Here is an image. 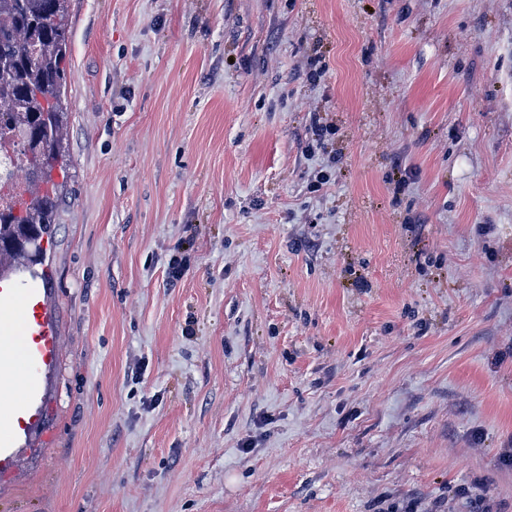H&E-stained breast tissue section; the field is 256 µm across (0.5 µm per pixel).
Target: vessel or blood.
I'll return each mask as SVG.
<instances>
[{"mask_svg":"<svg viewBox=\"0 0 512 512\" xmlns=\"http://www.w3.org/2000/svg\"><path fill=\"white\" fill-rule=\"evenodd\" d=\"M46 289H27L23 302L31 316L26 321L25 333L29 341L25 347L28 369L24 396L20 408L0 414V426L7 428L6 438H0V475L13 473L21 451L28 449L29 432L41 425L44 415L42 376L56 370L59 346L55 327L45 307Z\"/></svg>","mask_w":512,"mask_h":512,"instance_id":"obj_1","label":"vessel or blood"}]
</instances>
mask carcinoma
<instances>
[{
	"label": "carcinoma",
	"instance_id": "obj_1",
	"mask_svg": "<svg viewBox=\"0 0 512 512\" xmlns=\"http://www.w3.org/2000/svg\"><path fill=\"white\" fill-rule=\"evenodd\" d=\"M68 2L0 0V134L17 145L11 179L30 193L27 200L14 193L10 209L0 210V254L26 261L0 262V281L39 264L31 241L50 235L61 202L52 172L67 168L61 96L70 53Z\"/></svg>",
	"mask_w": 512,
	"mask_h": 512
}]
</instances>
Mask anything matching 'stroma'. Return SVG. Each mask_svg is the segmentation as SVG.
I'll return each mask as SVG.
<instances>
[{"instance_id":"1","label":"stroma","mask_w":512,"mask_h":512,"mask_svg":"<svg viewBox=\"0 0 512 512\" xmlns=\"http://www.w3.org/2000/svg\"><path fill=\"white\" fill-rule=\"evenodd\" d=\"M69 9L60 365L0 512H512V0Z\"/></svg>"}]
</instances>
